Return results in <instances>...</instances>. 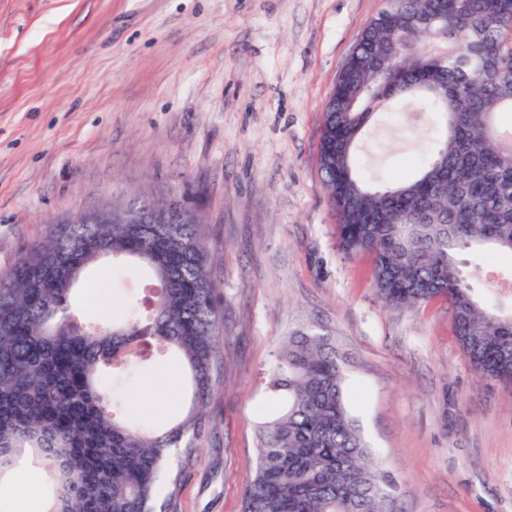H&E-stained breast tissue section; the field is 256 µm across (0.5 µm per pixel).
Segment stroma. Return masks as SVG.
Returning a JSON list of instances; mask_svg holds the SVG:
<instances>
[{"label":"stroma","instance_id":"stroma-1","mask_svg":"<svg viewBox=\"0 0 512 512\" xmlns=\"http://www.w3.org/2000/svg\"><path fill=\"white\" fill-rule=\"evenodd\" d=\"M384 0H0V272L52 224L144 192L190 197L204 217L222 300V383L197 457L169 512H241L264 379L291 336H326L346 358L351 415L399 512H512V387L479 377L448 303L387 305L371 255L338 245L318 169L325 104ZM412 106L385 113L362 143L384 187L427 153ZM460 260L482 299L512 304L493 275L512 255ZM90 267L71 300L93 325L122 307ZM167 364L123 393L149 426L181 412Z\"/></svg>","mask_w":512,"mask_h":512}]
</instances>
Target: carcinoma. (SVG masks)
Here are the masks:
<instances>
[{
    "mask_svg": "<svg viewBox=\"0 0 512 512\" xmlns=\"http://www.w3.org/2000/svg\"><path fill=\"white\" fill-rule=\"evenodd\" d=\"M448 46L431 56L425 41ZM335 84L318 163L339 246L373 255L381 298L402 308L448 302L452 328L482 378L512 385V311L486 306L457 277V256L512 254V0H386ZM407 101L439 113L428 163L382 189L359 172L376 112ZM167 224H56L0 273V484L28 456L48 469L43 512H167L156 487L172 448L197 453L219 382L223 311L200 225L167 201ZM115 269L124 320L84 328L69 299L86 269ZM174 360L186 412L145 429L121 390L138 369ZM278 412L258 425V461L242 512H394V486L349 413L342 360L319 336H290L265 378Z\"/></svg>",
    "mask_w": 512,
    "mask_h": 512,
    "instance_id": "1",
    "label": "carcinoma"
}]
</instances>
